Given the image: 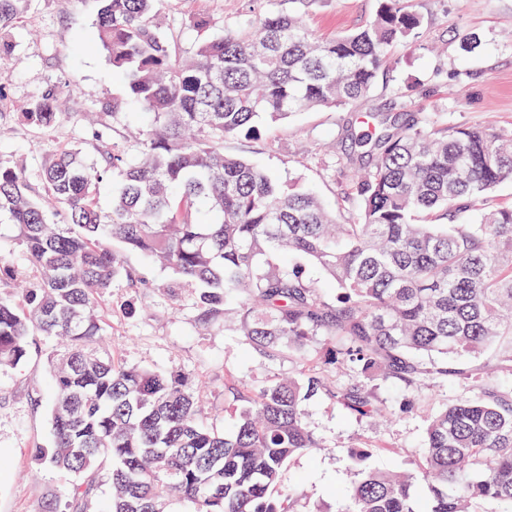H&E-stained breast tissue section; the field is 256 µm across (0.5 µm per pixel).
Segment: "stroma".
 <instances>
[{
  "label": "stroma",
  "instance_id": "stroma-1",
  "mask_svg": "<svg viewBox=\"0 0 512 512\" xmlns=\"http://www.w3.org/2000/svg\"><path fill=\"white\" fill-rule=\"evenodd\" d=\"M422 17L414 41L393 49L369 99L333 109L299 113L268 128L259 140L228 138L225 153L247 158L277 176L313 190L337 223H352L359 198L353 173L344 163L351 151L346 129L366 112L425 113L448 127L493 122L512 133V0H405ZM380 0H312L306 23L331 37L370 21ZM98 0H33L14 39L17 60L0 94V152L35 169L40 153L74 146L91 151L87 112H101L125 95V77L102 50H85L96 39ZM170 18L182 23L181 52L192 51L200 36L255 22L244 0H170ZM210 19L197 32V16ZM475 35L480 45L463 54L458 31ZM58 89L60 122L39 132L27 126L22 106L50 89ZM126 263L139 269L148 285L131 292L115 283L105 299L107 332L103 356L162 372L182 371L198 379L200 394L217 419H224L225 387L255 391L276 378L299 376L319 368L327 352L314 337L300 355L264 362L229 331L203 333L191 311L176 318L159 287L166 275L137 253ZM52 338L38 337L26 361L0 370V512H60L73 475L40 465L38 452L51 444L53 396ZM461 382L448 381L405 389L380 385L384 414L357 419L325 394L305 401L304 421L321 439L320 449L295 456L283 486L296 491L299 512H338L361 467L415 470L423 450L426 425L444 405L464 395ZM374 446L366 462L353 450Z\"/></svg>",
  "mask_w": 512,
  "mask_h": 512
}]
</instances>
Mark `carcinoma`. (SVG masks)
<instances>
[{"label": "carcinoma", "instance_id": "carcinoma-1", "mask_svg": "<svg viewBox=\"0 0 512 512\" xmlns=\"http://www.w3.org/2000/svg\"><path fill=\"white\" fill-rule=\"evenodd\" d=\"M32 0H0V62ZM169 0H102L97 44L127 78L147 122L126 137L112 123L82 148L44 153L30 181L0 155V216L27 267L0 255V367L23 362L37 336L66 342L52 361L53 445L44 464L75 476L65 512H84L107 472L106 512H167L173 498L195 512H297L281 494L295 455L322 447L302 404L324 393L363 419L384 404L366 380L418 388L428 379L471 383L436 413L416 474L361 470L341 512H478L512 504V395L456 365L494 350L512 361V208L490 193L512 182V134L440 127L423 114L381 118L352 135L349 163L363 162L361 207L338 224L298 183H281L224 154L227 137L258 140L266 127L372 93L390 50L412 42L421 15L381 0L359 30L333 38L304 19L310 0L269 10L251 28L224 29L191 56L175 51L182 27ZM57 91L29 103L37 129L59 118ZM112 182V208L96 205ZM475 210L461 224L446 219ZM167 271L171 311L226 327L263 359L301 352L315 336L358 381L334 385L326 370L230 392L235 418L205 416L186 372L162 373L102 357L101 303L116 282L143 285L114 243ZM336 283L328 300L305 265ZM35 275L24 303L8 289Z\"/></svg>", "mask_w": 512, "mask_h": 512}]
</instances>
